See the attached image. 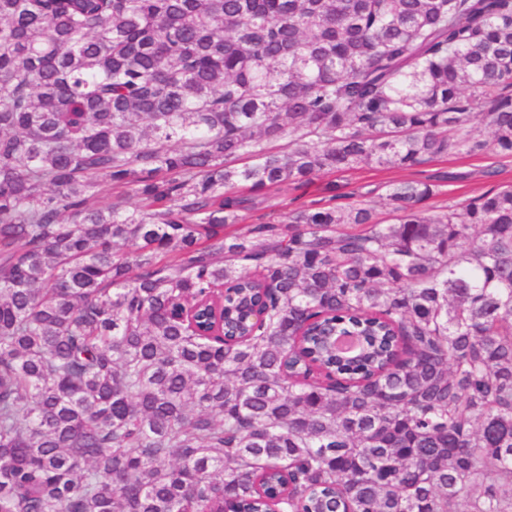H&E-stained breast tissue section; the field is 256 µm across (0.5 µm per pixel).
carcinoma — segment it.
<instances>
[{"label":"carcinoma","mask_w":512,"mask_h":512,"mask_svg":"<svg viewBox=\"0 0 512 512\" xmlns=\"http://www.w3.org/2000/svg\"><path fill=\"white\" fill-rule=\"evenodd\" d=\"M481 152L512 0H0V512H512V186L238 227ZM427 180L436 185V195L424 206L441 211L462 204L506 185H512V157L492 153L450 154L433 158L411 169L371 166L315 177L308 183H290L272 191L265 202L242 212L239 224H283L287 217L306 206H322L333 196L336 204L369 203L376 217L393 222L394 213L386 200L392 183Z\"/></svg>","instance_id":"obj_1"}]
</instances>
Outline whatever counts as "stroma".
Returning a JSON list of instances; mask_svg holds the SVG:
<instances>
[{
  "label": "stroma",
  "mask_w": 512,
  "mask_h": 512,
  "mask_svg": "<svg viewBox=\"0 0 512 512\" xmlns=\"http://www.w3.org/2000/svg\"><path fill=\"white\" fill-rule=\"evenodd\" d=\"M427 180L435 184L436 194L427 208L441 211L454 205L512 185V157L492 153L450 154L433 158L411 169L371 166L315 177L308 183H291L272 191L267 200L242 214L243 224H280L307 206L329 201L340 204L365 201L378 219L389 222L394 215L386 200L390 184Z\"/></svg>",
  "instance_id": "1"
}]
</instances>
